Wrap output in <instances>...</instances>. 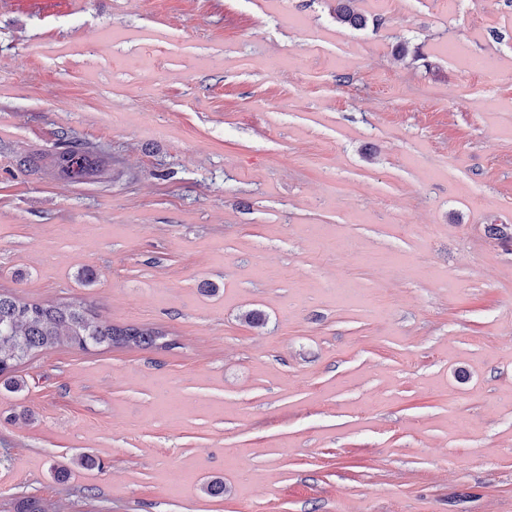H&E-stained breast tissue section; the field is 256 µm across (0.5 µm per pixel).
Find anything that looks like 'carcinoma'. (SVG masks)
<instances>
[{
  "instance_id": "1",
  "label": "carcinoma",
  "mask_w": 512,
  "mask_h": 512,
  "mask_svg": "<svg viewBox=\"0 0 512 512\" xmlns=\"http://www.w3.org/2000/svg\"><path fill=\"white\" fill-rule=\"evenodd\" d=\"M336 20L351 27L364 25L362 17L336 0ZM112 166V155L87 143L69 144L42 158V167L55 178L80 183L99 176ZM164 333L151 328H119L94 320L79 303H23L0 293V381L20 388L16 367L33 355L61 345L87 351L91 348L130 346L165 348Z\"/></svg>"
}]
</instances>
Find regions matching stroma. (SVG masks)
Wrapping results in <instances>:
<instances>
[{
	"instance_id": "obj_1",
	"label": "stroma",
	"mask_w": 512,
	"mask_h": 512,
	"mask_svg": "<svg viewBox=\"0 0 512 512\" xmlns=\"http://www.w3.org/2000/svg\"><path fill=\"white\" fill-rule=\"evenodd\" d=\"M353 7L0 0V292L170 343L0 384V512H512V0ZM112 166V155L87 143L68 144L42 158V167L55 178L80 183L99 176Z\"/></svg>"
}]
</instances>
